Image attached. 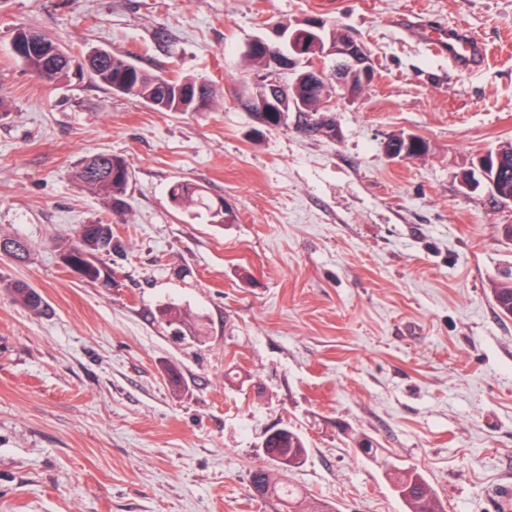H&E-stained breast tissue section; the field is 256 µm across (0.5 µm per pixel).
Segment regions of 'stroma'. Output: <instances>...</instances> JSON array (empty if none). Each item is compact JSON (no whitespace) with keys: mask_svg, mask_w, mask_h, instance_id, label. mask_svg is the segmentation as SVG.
<instances>
[{"mask_svg":"<svg viewBox=\"0 0 512 512\" xmlns=\"http://www.w3.org/2000/svg\"><path fill=\"white\" fill-rule=\"evenodd\" d=\"M353 36L375 77L320 113L260 126L248 43L311 19ZM75 62L117 51L206 79V112H158L91 75L48 83L18 29ZM484 46L459 69L428 30ZM427 141L398 161L386 142ZM512 143V0H0V512H280L250 470L265 433L309 443L290 479L339 512H405L359 440L421 470L446 512H495L512 482V202L466 192L477 156ZM124 157L123 215L82 188L81 159ZM192 181L235 214L176 209ZM112 227L108 284L68 272L78 225ZM45 301L34 313L10 286ZM183 321L169 324L166 311ZM26 35V36H24ZM44 44L53 48V52L45 53L44 44L39 41L36 37L27 35L26 32H17L12 41V49L14 54L22 59H32L36 61L40 57H42V62L53 58V60H59L60 62L64 61L69 62V58L61 55V50L55 49L53 45H56L55 42L47 35L44 34H35ZM65 57V58H62ZM2 245V252L5 248L7 255L15 262L24 263L31 258L32 247L21 237L0 234V248ZM493 300L499 312L512 317V271L505 274L492 288Z\"/></svg>","mask_w":512,"mask_h":512,"instance_id":"35a3bbf8","label":"stroma"}]
</instances>
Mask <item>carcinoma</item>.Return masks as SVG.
Listing matches in <instances>:
<instances>
[{"label": "carcinoma", "instance_id": "carcinoma-1", "mask_svg": "<svg viewBox=\"0 0 512 512\" xmlns=\"http://www.w3.org/2000/svg\"><path fill=\"white\" fill-rule=\"evenodd\" d=\"M90 74L113 91L138 98L157 112H206L219 100L216 86L193 76H167L145 71L119 53L111 52L101 64L90 61ZM70 67L47 63L36 68V76L47 82L69 77ZM328 81V75L307 72L298 83L269 84L263 95L272 94L287 100H299L311 109L315 107ZM499 194L512 197V144L498 150ZM79 184L106 201L111 211L122 215L126 211L132 172L126 160L118 155L93 153L84 157L75 173ZM171 203L181 209L197 208L206 212L213 224H230L233 212L224 200H213L198 185L187 181L173 182L168 189ZM0 246L16 262L31 258L32 247L23 238L0 234ZM112 251V227L109 224H81L74 239L64 249L62 258L79 279L96 283L109 279L112 271L97 262V254ZM493 300L499 312L512 317V271L505 274L492 288ZM17 300L29 311H41L42 295L24 282L14 283ZM263 449L268 466H258L250 472V485L260 497H274L287 512H333V508L308 496L288 482V474L304 465L309 448L302 434L291 426L267 434ZM382 471L389 476L394 493L401 499L406 512H444L443 504L424 476L415 469L402 468L382 455H373Z\"/></svg>", "mask_w": 512, "mask_h": 512}]
</instances>
